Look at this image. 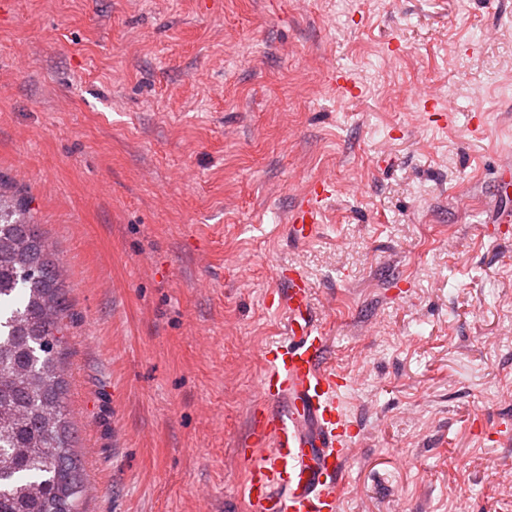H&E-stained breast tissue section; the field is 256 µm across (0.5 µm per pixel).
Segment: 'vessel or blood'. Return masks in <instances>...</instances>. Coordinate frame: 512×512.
<instances>
[{"mask_svg":"<svg viewBox=\"0 0 512 512\" xmlns=\"http://www.w3.org/2000/svg\"><path fill=\"white\" fill-rule=\"evenodd\" d=\"M331 195L330 184L320 181L295 203L289 229L297 242L317 236ZM276 277V307L287 333L264 352L251 441L239 451L248 512H339L354 444L340 401L347 382L327 366V338L302 266L279 268Z\"/></svg>","mask_w":512,"mask_h":512,"instance_id":"obj_1","label":"vessel or blood"}]
</instances>
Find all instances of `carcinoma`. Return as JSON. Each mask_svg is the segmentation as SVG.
<instances>
[{"label": "carcinoma", "mask_w": 512, "mask_h": 512, "mask_svg": "<svg viewBox=\"0 0 512 512\" xmlns=\"http://www.w3.org/2000/svg\"><path fill=\"white\" fill-rule=\"evenodd\" d=\"M63 269L0 179V512H78L85 493L62 373Z\"/></svg>", "instance_id": "1"}]
</instances>
